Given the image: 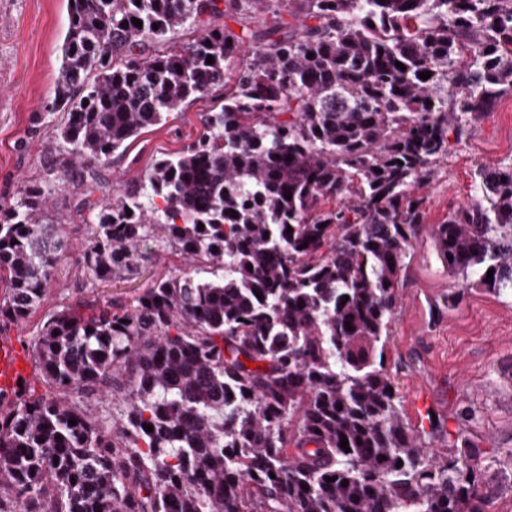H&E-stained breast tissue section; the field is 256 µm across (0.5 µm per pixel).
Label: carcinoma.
<instances>
[{"label":"carcinoma","instance_id":"obj_1","mask_svg":"<svg viewBox=\"0 0 512 512\" xmlns=\"http://www.w3.org/2000/svg\"><path fill=\"white\" fill-rule=\"evenodd\" d=\"M68 2L52 151L92 215L85 272L99 286L160 249L189 270L43 322L47 390L0 408V512H489L482 453L460 436L435 460L441 422L405 423L385 361L423 231L448 273L512 295V164L429 229L416 195L512 93V0ZM221 87L201 138L109 187L112 153ZM18 194L0 223L16 323L68 247L45 186Z\"/></svg>","mask_w":512,"mask_h":512}]
</instances>
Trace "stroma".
<instances>
[{"label":"stroma","instance_id":"1","mask_svg":"<svg viewBox=\"0 0 512 512\" xmlns=\"http://www.w3.org/2000/svg\"><path fill=\"white\" fill-rule=\"evenodd\" d=\"M68 24V0H0V210L16 201L21 183L48 182L50 213L69 239L40 307L25 323L0 322V336L12 337L26 355L49 313L95 298L128 303L154 276L185 268L165 251L139 274L97 287L85 273L91 217L73 213V187L63 184L61 174L47 172L53 162L50 133L61 120L52 100ZM222 96V90H213L142 129L113 154L108 181L137 182L156 160L197 141L204 132L202 113L219 105ZM496 163H512L511 94L451 144L433 179L420 189L427 224L440 223L467 203L477 170ZM462 284V277L448 274L437 260L429 238L421 237L389 324L386 370L412 428L432 413L447 432L463 434L485 450L482 477L492 496L490 512H512V297ZM467 408L475 414L469 422L461 418Z\"/></svg>","mask_w":512,"mask_h":512}]
</instances>
